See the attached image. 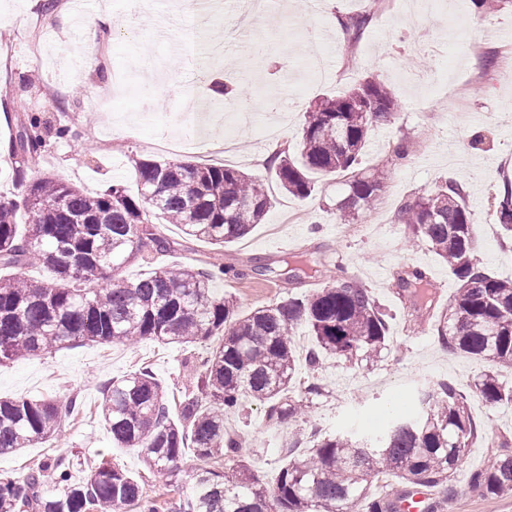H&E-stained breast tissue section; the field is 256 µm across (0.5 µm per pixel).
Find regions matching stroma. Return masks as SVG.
<instances>
[{
    "label": "stroma",
    "instance_id": "stroma-1",
    "mask_svg": "<svg viewBox=\"0 0 512 512\" xmlns=\"http://www.w3.org/2000/svg\"><path fill=\"white\" fill-rule=\"evenodd\" d=\"M204 20L182 15L174 31L161 23L179 0H58L54 10L27 8L26 0H0V195L23 204L24 187L13 180L7 144L16 133L8 113L33 112L52 126L70 127L66 139L49 137L45 152L30 164L28 178L53 174L90 192L104 185L135 186L139 159L204 163L209 148L226 135L237 140L230 166L262 177L274 203L262 224L247 237L223 247L187 237L174 224L163 233L170 251L134 261L121 276L134 281L157 265H222L217 291L240 312L275 305L291 296L351 278L369 288L388 313L390 343L377 362L352 368L325 358L317 370L298 363L293 399H308L299 423L322 437L361 427L377 431L391 414L407 415L419 392L441 380L468 392L470 413L483 436L477 439L452 478L451 491L435 489L440 512H512V497L475 489L471 476L489 457L512 454V406L488 407L470 394L484 361L444 348L436 327L458 283L447 264L425 244L407 246L408 229L398 210L406 200L454 178L466 189L472 212L477 258L491 272L512 278V239L495 213L503 180H512V63L500 51L502 32L512 30V0L500 11L477 12L471 0H272L256 31L268 49L254 57L229 40L234 0ZM111 7L114 24L89 43L84 12ZM369 13L372 21L359 39L336 27L335 18ZM438 32L433 48L419 44V31ZM326 38L327 76H302L306 52ZM223 43L222 53L202 55L203 43ZM96 54L99 64L87 70ZM387 86L399 104L390 122L379 125L358 168L313 175L314 190L304 199L284 193L265 159L296 154L305 110L326 96L367 79ZM237 88L248 104L250 123H235L222 111L215 82ZM375 176V201L342 217L340 203L351 180ZM421 269L434 292L427 304L399 291L398 278ZM209 344L184 348L141 339L124 345L85 343L50 354L0 365V396L67 394L84 410L66 418L58 437L10 454H0V475L19 476L36 464L66 456L73 480L107 461L139 480L147 495L171 506L188 492L196 465L185 455L177 478L150 471L139 449L112 444L97 414L104 386L149 368L168 391L171 411L207 356ZM321 395L306 398L308 382ZM224 425L240 443L253 473L273 484L289 455L291 440L269 423L265 407L249 404L244 413L225 416Z\"/></svg>",
    "mask_w": 512,
    "mask_h": 512
}]
</instances>
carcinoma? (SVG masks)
<instances>
[{"label":"carcinoma","mask_w":512,"mask_h":512,"mask_svg":"<svg viewBox=\"0 0 512 512\" xmlns=\"http://www.w3.org/2000/svg\"><path fill=\"white\" fill-rule=\"evenodd\" d=\"M369 21L367 15L350 16L343 28L356 38ZM397 111L392 93L376 80L323 98L306 112L299 159L275 154L269 168L286 192L305 199L314 189L311 174L354 168L374 127ZM17 127L9 153L18 159L14 174L25 187L28 229L18 232L17 204L1 195L0 267L12 274L0 277V363L85 342L124 345L153 338L186 345L222 337L195 364L175 416L146 367L103 389L99 416L112 443L140 449L150 470L177 477L183 450L193 448L198 464L192 487L168 512H394L375 489L382 477L430 492L450 485L480 429L467 396L446 380L421 391L415 415L387 420L376 435L315 441L281 468L271 488L242 459L238 476H227L224 458L238 456L239 445L225 430V414L251 399L265 406L268 421L286 429L306 408L288 397L295 329L304 324L313 336L306 354L311 369L326 356L356 367L381 358L389 346L387 314L353 279L247 314L214 288L224 275L221 265L162 267L134 282L115 279L116 271L144 256L142 240L157 252L170 250L160 223L177 224L185 235L213 245L244 238L273 205L264 180L222 164L139 160L134 192L113 186L91 194L51 176L28 181L29 160L46 151L47 126L27 114ZM379 189L374 179L353 180L344 208L371 202ZM497 213L511 236L512 183L498 196ZM398 217L409 239L447 262L459 283L437 336L449 350L489 363L473 382L477 396L491 406L511 404L512 388L502 373L512 370V278L480 266L462 184L445 180L404 202ZM34 262L50 277L27 276L25 268ZM402 285L418 299L427 296L419 270ZM78 409L74 396L0 397V454L58 436ZM70 470L69 459L56 457L21 477H0V512H163L134 477L107 461L78 483ZM48 478L56 491L44 490ZM472 485L496 497L512 495V455L492 458L473 474Z\"/></svg>","instance_id":"carcinoma-1"}]
</instances>
